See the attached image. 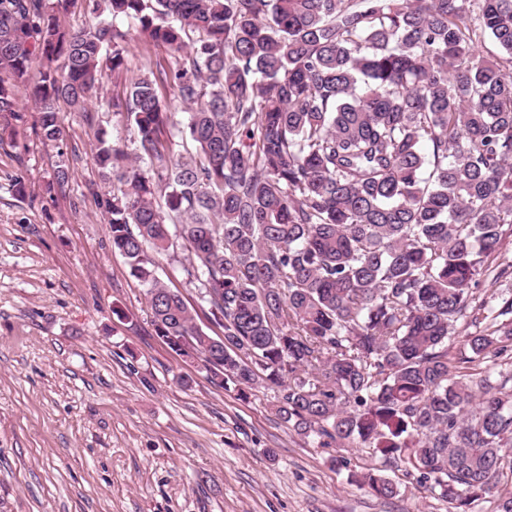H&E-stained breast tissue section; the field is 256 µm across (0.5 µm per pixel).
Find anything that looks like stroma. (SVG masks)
<instances>
[{
  "instance_id": "1",
  "label": "stroma",
  "mask_w": 512,
  "mask_h": 512,
  "mask_svg": "<svg viewBox=\"0 0 512 512\" xmlns=\"http://www.w3.org/2000/svg\"><path fill=\"white\" fill-rule=\"evenodd\" d=\"M125 86L102 68L91 110L127 147L111 107ZM19 109L0 135V512H448L400 468L396 495L374 496L351 480L379 464L373 449L315 447L274 392L240 396L176 356L112 250L94 125L60 104L66 137L46 145L28 97ZM190 262L179 240L156 271L193 305Z\"/></svg>"
}]
</instances>
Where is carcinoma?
Wrapping results in <instances>:
<instances>
[{"mask_svg": "<svg viewBox=\"0 0 512 512\" xmlns=\"http://www.w3.org/2000/svg\"><path fill=\"white\" fill-rule=\"evenodd\" d=\"M73 2L0 0V130L23 90L62 142L59 102L84 112L102 65L128 71L118 20L165 49L113 103L135 151L94 132L155 334L219 387L276 391L318 447L374 448L358 481L379 498L393 460L453 512H512V293L472 292L512 237V0H85L70 29ZM177 238L220 336L155 274Z\"/></svg>", "mask_w": 512, "mask_h": 512, "instance_id": "obj_1", "label": "carcinoma"}]
</instances>
